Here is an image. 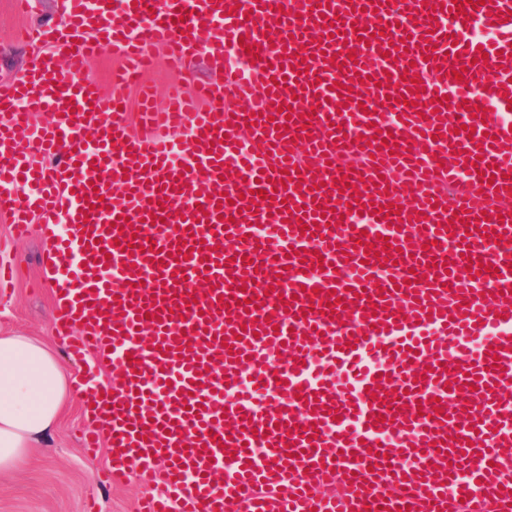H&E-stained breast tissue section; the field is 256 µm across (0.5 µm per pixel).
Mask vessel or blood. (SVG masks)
I'll return each mask as SVG.
<instances>
[{"instance_id":"vessel-or-blood-1","label":"vessel or blood","mask_w":512,"mask_h":512,"mask_svg":"<svg viewBox=\"0 0 512 512\" xmlns=\"http://www.w3.org/2000/svg\"><path fill=\"white\" fill-rule=\"evenodd\" d=\"M28 37L0 214L137 512H512V0H67ZM155 47L217 77L134 130Z\"/></svg>"}]
</instances>
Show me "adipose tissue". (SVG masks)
I'll return each instance as SVG.
<instances>
[{
  "mask_svg": "<svg viewBox=\"0 0 512 512\" xmlns=\"http://www.w3.org/2000/svg\"><path fill=\"white\" fill-rule=\"evenodd\" d=\"M70 397L66 371L45 342L0 336V471L49 437Z\"/></svg>",
  "mask_w": 512,
  "mask_h": 512,
  "instance_id": "adipose-tissue-1",
  "label": "adipose tissue"
}]
</instances>
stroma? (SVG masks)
Listing matches in <instances>:
<instances>
[{"mask_svg": "<svg viewBox=\"0 0 512 512\" xmlns=\"http://www.w3.org/2000/svg\"><path fill=\"white\" fill-rule=\"evenodd\" d=\"M62 8V0H32L30 11L21 14L13 0H0V91L31 63L32 51L18 41L19 31L56 23ZM210 75L208 61L196 57L177 73L158 63L149 80L162 99L173 84L187 88ZM47 248L35 229L27 239L14 240L9 218L0 214V264L12 270L0 289V333L38 337L59 350L63 344L53 329L54 284L41 261ZM90 428L81 401L68 404L49 443L31 449L18 468L0 472V512H134L154 485L144 483L135 471L120 488L98 482L107 455L83 453V435Z\"/></svg>", "mask_w": 512, "mask_h": 512, "instance_id": "35a3bbf8", "label": "stroma"}]
</instances>
